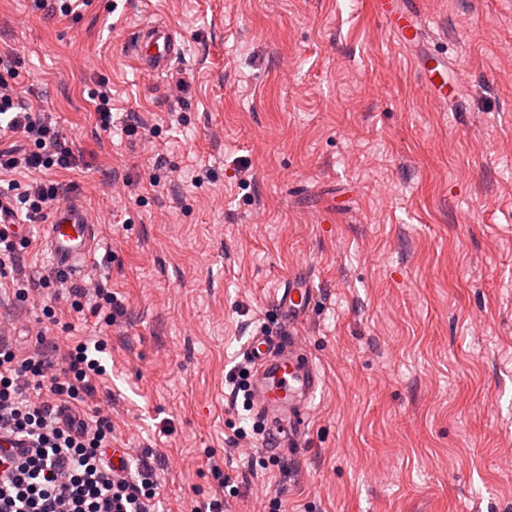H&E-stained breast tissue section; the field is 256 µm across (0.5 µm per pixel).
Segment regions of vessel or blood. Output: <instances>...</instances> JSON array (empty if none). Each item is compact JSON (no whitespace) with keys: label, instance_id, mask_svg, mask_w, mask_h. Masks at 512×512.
Segmentation results:
<instances>
[{"label":"vessel or blood","instance_id":"b4317fda","mask_svg":"<svg viewBox=\"0 0 512 512\" xmlns=\"http://www.w3.org/2000/svg\"><path fill=\"white\" fill-rule=\"evenodd\" d=\"M375 8L397 45L407 48L426 43L427 27L418 0H376ZM127 53L139 69L162 74L181 56L182 41L169 25L146 22L133 32ZM422 71L430 91L440 104H447V56L427 54ZM100 233L83 205L68 201L54 209L40 245L56 270L76 276L84 272ZM314 304L311 277L300 270L290 271L275 297L283 321L291 326L302 324ZM245 354L252 365L250 390L257 415L268 423L280 447H302L306 416L323 388L317 365L291 335L256 333L249 338Z\"/></svg>","mask_w":512,"mask_h":512}]
</instances>
